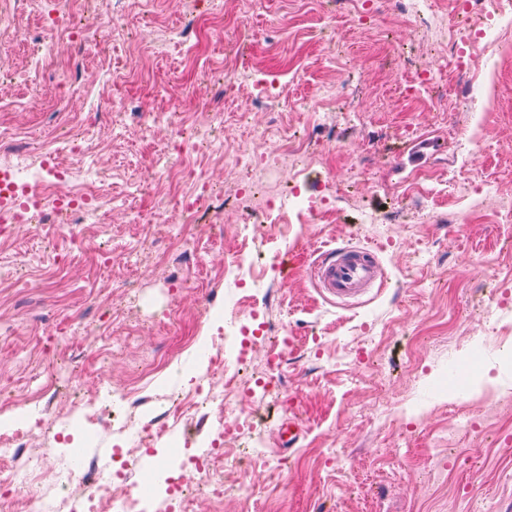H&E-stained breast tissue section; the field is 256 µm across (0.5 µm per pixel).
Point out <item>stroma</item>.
I'll use <instances>...</instances> for the list:
<instances>
[{
  "label": "stroma",
  "mask_w": 512,
  "mask_h": 512,
  "mask_svg": "<svg viewBox=\"0 0 512 512\" xmlns=\"http://www.w3.org/2000/svg\"><path fill=\"white\" fill-rule=\"evenodd\" d=\"M13 9L19 33L0 39V129L25 135L30 161L46 144L83 133L88 152L77 164L96 170L109 212L108 223L74 224L59 238L46 224H18L0 238V264L19 272L0 289V431L45 412L47 426L26 449L42 461L33 486L53 483L62 462L81 466L54 450L56 420L69 427L68 449H87L102 466L119 462L112 493L139 497L142 512H175L178 497L160 464L173 452L175 473L195 488L187 512H512V365L496 357L512 328L492 332L482 318L494 295H512V238L496 208L498 197H512V53L498 60L493 119L472 146L476 169L461 173L448 125L478 115L445 93L430 102L396 92L434 51L426 31L394 15L374 33L333 0H212L203 14L195 0H152L124 17L136 54L132 70L117 75L102 44L81 50L62 41L42 60L33 44L50 40L55 0H15ZM191 22L198 40L176 47L174 33ZM230 61L242 63L245 78L282 82L289 107L277 127L249 90L225 97ZM76 67L83 81L70 91L72 111H52ZM15 71L29 73L39 94L16 83ZM333 87L342 88L343 105L305 111ZM123 104L145 114L152 131L126 119ZM207 104L223 107L233 135L181 160L223 204L201 209L189 228L194 259L180 265L168 249L175 202L189 186L173 182L161 151L202 120ZM355 106L365 108L364 123L351 122ZM173 112L180 128L167 124ZM256 128L273 141L305 138L300 192L316 201L335 183L343 196L333 209L310 222L292 215L273 229H242L243 173L224 158ZM151 171L155 179L141 183ZM474 180L491 189L482 209L465 224L436 223ZM392 211L398 223L362 221ZM342 242L381 245L386 270L381 291L351 308L323 299L309 278L319 249ZM270 337L294 344L275 371ZM215 343L224 374L242 383L201 430L193 411L172 403L211 377ZM469 349L466 388H449V367ZM148 369V403L134 409L115 397L108 409L115 421L149 427L169 411L168 430L136 447L107 432L86 441L83 403L103 398L107 386L138 385ZM266 376L271 384L255 388ZM34 377L53 382V394L30 401ZM456 410L480 428L448 437ZM292 415L302 436L288 450L275 434ZM233 417L249 427L216 453L214 435ZM129 458L133 466L124 467ZM147 481L153 493L144 497ZM214 483L222 498L210 494Z\"/></svg>",
  "instance_id": "35a3bbf8"
}]
</instances>
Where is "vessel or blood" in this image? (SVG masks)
<instances>
[{
  "label": "vessel or blood",
  "mask_w": 512,
  "mask_h": 512,
  "mask_svg": "<svg viewBox=\"0 0 512 512\" xmlns=\"http://www.w3.org/2000/svg\"><path fill=\"white\" fill-rule=\"evenodd\" d=\"M321 295L340 306L361 303L384 284L377 248L341 244L318 256L310 267Z\"/></svg>",
  "instance_id": "obj_1"
}]
</instances>
